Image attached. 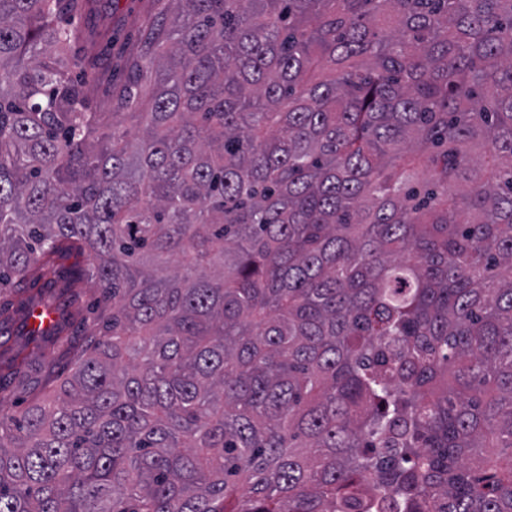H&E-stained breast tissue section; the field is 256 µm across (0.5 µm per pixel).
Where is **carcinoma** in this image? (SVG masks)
Wrapping results in <instances>:
<instances>
[{"mask_svg":"<svg viewBox=\"0 0 512 512\" xmlns=\"http://www.w3.org/2000/svg\"><path fill=\"white\" fill-rule=\"evenodd\" d=\"M96 3L0 0V512H512V0H154L136 132ZM81 298L79 302V313L74 311V317L70 320L69 331L71 333H79L81 330V319L86 314L89 307L97 304L99 294L96 288L90 284H86L81 290Z\"/></svg>","mask_w":512,"mask_h":512,"instance_id":"obj_1","label":"carcinoma"}]
</instances>
